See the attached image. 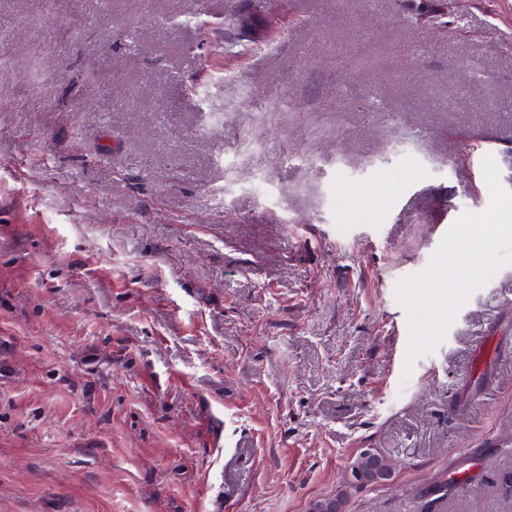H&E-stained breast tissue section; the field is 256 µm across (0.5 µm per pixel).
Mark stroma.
<instances>
[{
    "instance_id": "obj_1",
    "label": "stroma",
    "mask_w": 512,
    "mask_h": 512,
    "mask_svg": "<svg viewBox=\"0 0 512 512\" xmlns=\"http://www.w3.org/2000/svg\"><path fill=\"white\" fill-rule=\"evenodd\" d=\"M244 6L0 0V512H307L365 448L347 512H512V265L407 379L396 294L491 202L512 0H269L225 57ZM395 8L413 20L416 27L439 24L448 25V0H394ZM365 449L350 463V466H352V474L358 481H363L368 484L377 483V474L392 470L393 463L380 453L377 455H366ZM355 470L358 471V474L355 473Z\"/></svg>"
}]
</instances>
